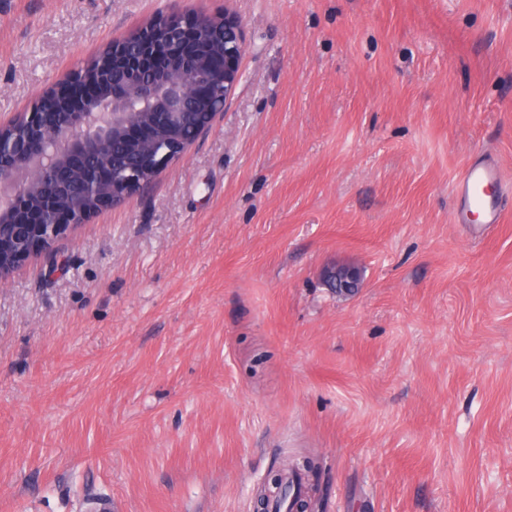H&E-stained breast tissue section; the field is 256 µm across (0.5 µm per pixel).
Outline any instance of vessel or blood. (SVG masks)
Instances as JSON below:
<instances>
[{
	"mask_svg": "<svg viewBox=\"0 0 512 512\" xmlns=\"http://www.w3.org/2000/svg\"><path fill=\"white\" fill-rule=\"evenodd\" d=\"M500 179V169L494 162L482 159L470 163L453 186L457 200L454 223H470L477 212L482 213L485 223H500L502 206L495 198Z\"/></svg>",
	"mask_w": 512,
	"mask_h": 512,
	"instance_id": "vessel-or-blood-1",
	"label": "vessel or blood"
}]
</instances>
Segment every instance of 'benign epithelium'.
I'll return each instance as SVG.
<instances>
[{
    "instance_id": "obj_1",
    "label": "benign epithelium",
    "mask_w": 512,
    "mask_h": 512,
    "mask_svg": "<svg viewBox=\"0 0 512 512\" xmlns=\"http://www.w3.org/2000/svg\"><path fill=\"white\" fill-rule=\"evenodd\" d=\"M133 36V49L125 38L108 45L93 79L71 72L33 109L0 119V238L20 245L16 265L182 159L241 78L245 37L228 7L161 13Z\"/></svg>"
}]
</instances>
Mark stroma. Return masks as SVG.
Wrapping results in <instances>:
<instances>
[{
	"instance_id": "35a3bbf8",
	"label": "stroma",
	"mask_w": 512,
	"mask_h": 512,
	"mask_svg": "<svg viewBox=\"0 0 512 512\" xmlns=\"http://www.w3.org/2000/svg\"><path fill=\"white\" fill-rule=\"evenodd\" d=\"M225 5L0 0V115ZM230 5L210 131L0 284V512H257L291 455L317 512H512V0ZM485 157L504 220L453 223Z\"/></svg>"
}]
</instances>
